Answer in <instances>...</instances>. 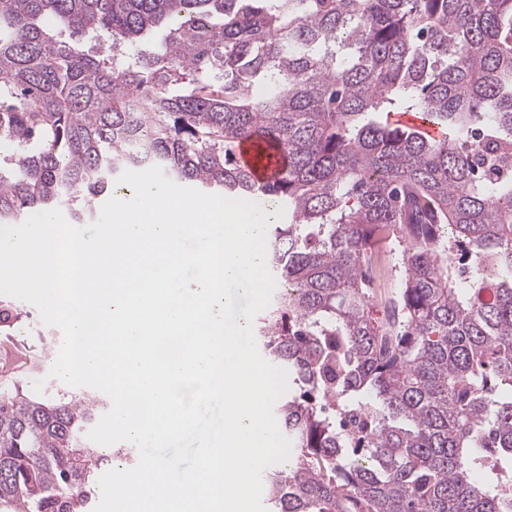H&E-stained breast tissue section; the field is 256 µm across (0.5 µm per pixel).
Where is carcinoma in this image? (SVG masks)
I'll use <instances>...</instances> for the list:
<instances>
[{"label":"carcinoma","mask_w":512,"mask_h":512,"mask_svg":"<svg viewBox=\"0 0 512 512\" xmlns=\"http://www.w3.org/2000/svg\"><path fill=\"white\" fill-rule=\"evenodd\" d=\"M162 23L134 54L84 49ZM0 140V224L60 205L81 224L154 165L284 208L265 234L284 289L254 320L292 385L268 512H512V0H3ZM245 141L286 155L273 181L240 164ZM383 231L406 249L379 306ZM108 409L1 384L0 512H93L112 455L87 433Z\"/></svg>","instance_id":"carcinoma-1"}]
</instances>
